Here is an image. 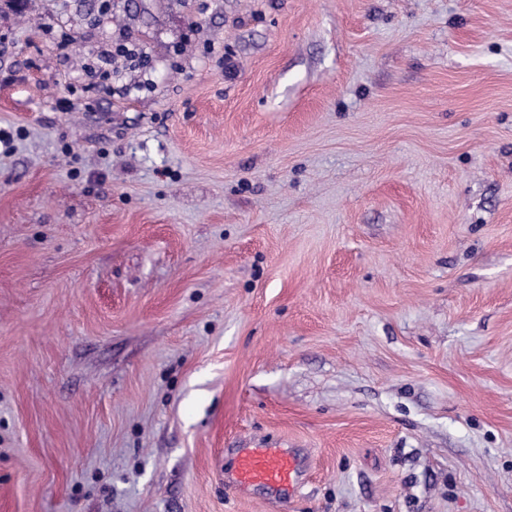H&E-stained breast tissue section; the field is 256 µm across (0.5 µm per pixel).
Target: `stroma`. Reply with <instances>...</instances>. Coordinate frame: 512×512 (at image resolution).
Masks as SVG:
<instances>
[{
  "instance_id": "35a3bbf8",
  "label": "stroma",
  "mask_w": 512,
  "mask_h": 512,
  "mask_svg": "<svg viewBox=\"0 0 512 512\" xmlns=\"http://www.w3.org/2000/svg\"><path fill=\"white\" fill-rule=\"evenodd\" d=\"M0 131V512H512V0H26ZM230 484L237 491L262 486L274 496L272 503L286 510L298 490L297 462L280 448H244Z\"/></svg>"
}]
</instances>
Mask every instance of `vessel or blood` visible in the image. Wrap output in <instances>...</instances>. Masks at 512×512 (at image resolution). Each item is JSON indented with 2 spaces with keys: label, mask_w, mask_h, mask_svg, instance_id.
<instances>
[{
  "label": "vessel or blood",
  "mask_w": 512,
  "mask_h": 512,
  "mask_svg": "<svg viewBox=\"0 0 512 512\" xmlns=\"http://www.w3.org/2000/svg\"><path fill=\"white\" fill-rule=\"evenodd\" d=\"M231 484L238 491L264 487L273 495L276 506L284 510L298 490L297 462L278 448H246L238 457Z\"/></svg>",
  "instance_id": "vessel-or-blood-1"
}]
</instances>
